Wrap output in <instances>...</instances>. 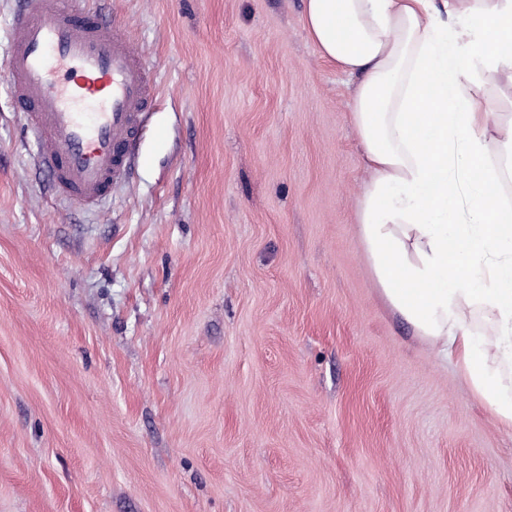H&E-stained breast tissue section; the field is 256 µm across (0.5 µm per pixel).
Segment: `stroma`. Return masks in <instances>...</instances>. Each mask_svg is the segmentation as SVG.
Wrapping results in <instances>:
<instances>
[{
  "instance_id": "35a3bbf8",
  "label": "stroma",
  "mask_w": 512,
  "mask_h": 512,
  "mask_svg": "<svg viewBox=\"0 0 512 512\" xmlns=\"http://www.w3.org/2000/svg\"><path fill=\"white\" fill-rule=\"evenodd\" d=\"M153 70L57 200L0 81V512H512V434L378 295L304 0H99Z\"/></svg>"
}]
</instances>
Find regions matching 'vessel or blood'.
Here are the masks:
<instances>
[{
    "label": "vessel or blood",
    "instance_id": "b4317fda",
    "mask_svg": "<svg viewBox=\"0 0 512 512\" xmlns=\"http://www.w3.org/2000/svg\"><path fill=\"white\" fill-rule=\"evenodd\" d=\"M6 79L54 193L97 207L126 180L152 98L125 32L85 0H13ZM87 100L103 105L89 120Z\"/></svg>",
    "mask_w": 512,
    "mask_h": 512
}]
</instances>
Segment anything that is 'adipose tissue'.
<instances>
[{"label":"adipose tissue","instance_id":"obj_1","mask_svg":"<svg viewBox=\"0 0 512 512\" xmlns=\"http://www.w3.org/2000/svg\"><path fill=\"white\" fill-rule=\"evenodd\" d=\"M305 26L359 78L356 222L377 291L512 429V116L493 107L512 91V0H305Z\"/></svg>","mask_w":512,"mask_h":512}]
</instances>
